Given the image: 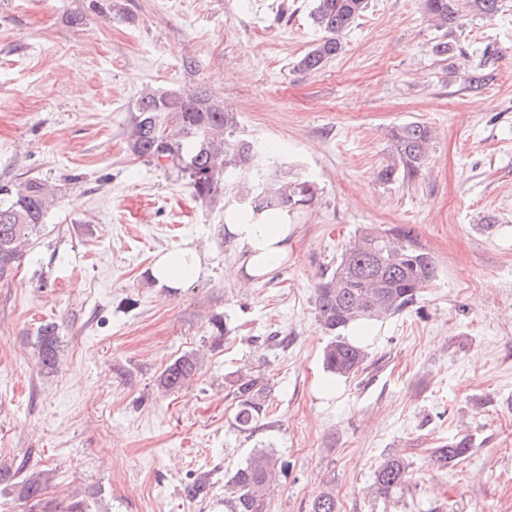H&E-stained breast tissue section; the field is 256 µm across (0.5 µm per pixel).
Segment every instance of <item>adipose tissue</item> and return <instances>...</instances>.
Wrapping results in <instances>:
<instances>
[{"label": "adipose tissue", "mask_w": 512, "mask_h": 512, "mask_svg": "<svg viewBox=\"0 0 512 512\" xmlns=\"http://www.w3.org/2000/svg\"><path fill=\"white\" fill-rule=\"evenodd\" d=\"M224 234L240 252V260L231 269V276L243 282H258L268 278L287 261L297 227L289 223L287 211L256 216L250 208L239 206L226 212ZM201 271L199 252L187 247L157 255L151 276L158 284L175 289L197 277Z\"/></svg>", "instance_id": "obj_1"}]
</instances>
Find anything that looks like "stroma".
Segmentation results:
<instances>
[{
    "label": "stroma",
    "instance_id": "obj_1",
    "mask_svg": "<svg viewBox=\"0 0 512 512\" xmlns=\"http://www.w3.org/2000/svg\"><path fill=\"white\" fill-rule=\"evenodd\" d=\"M119 3L125 18L106 19L88 0H0V182L36 177L57 197L0 281V465L46 472L48 495L84 512H224L225 481L271 448L288 472L264 512H309L329 488L340 512H512V0L467 13L444 62L422 0H369L313 72L297 66L324 36L312 0ZM170 88L234 112L266 173L319 184L289 212L294 250L268 280L224 275L239 260L224 235L237 190L200 200L129 151L137 99ZM412 121L434 132L425 168L381 182L391 130ZM371 224L410 230L438 275L373 323L363 371L326 392L315 288ZM190 246L201 274L165 294L157 254ZM47 322L61 346L50 375L36 351ZM189 352L195 375L163 392V371ZM243 370L270 385L250 435L233 425ZM460 434L471 455L437 469L433 448ZM397 449L409 481L370 495ZM199 478L204 499L188 493Z\"/></svg>",
    "mask_w": 512,
    "mask_h": 512
}]
</instances>
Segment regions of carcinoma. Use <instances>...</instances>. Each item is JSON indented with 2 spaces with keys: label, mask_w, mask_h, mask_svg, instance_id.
<instances>
[{
  "label": "carcinoma",
  "mask_w": 512,
  "mask_h": 512,
  "mask_svg": "<svg viewBox=\"0 0 512 512\" xmlns=\"http://www.w3.org/2000/svg\"><path fill=\"white\" fill-rule=\"evenodd\" d=\"M458 0H424L434 25L448 31L460 25ZM369 0H314L311 17L327 36L298 62L304 71H316L342 50L340 36L368 9ZM88 9L106 17L119 12L114 0H88ZM135 122L129 134L130 152L163 169L174 168L186 176L197 197L210 199L221 180H262L261 191L247 190L242 202L255 211L301 210L317 199L319 188L311 180L287 173L268 180L258 163L259 148L236 135L235 113L209 100L204 91L178 89L150 91L136 102ZM432 131L414 121L391 132L392 160L379 177L392 182L413 178L425 166ZM53 200V189L36 178L7 181L0 185V280L18 268L31 235L43 223ZM432 257L422 251L411 232L401 229L365 227L345 245L334 267L322 275L315 289V308L325 330L332 336L324 349L327 371L340 377L356 375L367 360L364 347L344 336L352 324L397 315L414 306L421 288L436 278ZM41 370H57L60 358L57 327L41 326L37 337ZM198 356L184 354L169 365L160 378L166 392L181 389L194 375ZM269 386L263 378L239 375L233 381L234 424L252 434L267 416ZM473 448L467 436L455 437L433 449L431 460L446 469L464 460ZM286 463L274 452L257 448L244 465L225 482V512H264L266 499L279 470ZM16 470L0 467V484L14 485ZM410 475V463L399 453L387 455L373 473L372 493L387 497L402 489ZM19 495L29 502L30 512H82L78 502L63 506L45 496V473H24L17 483ZM310 512H339L332 490L312 501Z\"/></svg>",
  "instance_id": "1"
}]
</instances>
